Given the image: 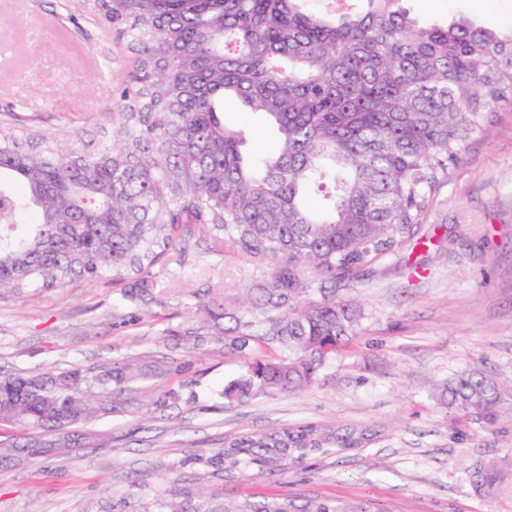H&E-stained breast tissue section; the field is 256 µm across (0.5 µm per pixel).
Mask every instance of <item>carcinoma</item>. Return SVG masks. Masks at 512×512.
I'll use <instances>...</instances> for the list:
<instances>
[{"mask_svg": "<svg viewBox=\"0 0 512 512\" xmlns=\"http://www.w3.org/2000/svg\"><path fill=\"white\" fill-rule=\"evenodd\" d=\"M306 0H88L103 26L137 42L142 56L110 112L113 136L95 149L0 127V295L62 287L74 277L129 281L150 294L152 271L185 224L228 238L246 255L275 260L237 305L217 290L197 324L164 333L150 360L0 375V421L52 437L111 414L146 374L179 375L209 339L245 371L224 399L245 401L313 384L363 317L349 301H306L299 271L351 274L413 240L432 190L459 162L487 113L512 100V31L467 18L423 26L403 0H356L338 17ZM232 96L280 135L274 154L242 151L218 117ZM28 212L32 220L21 224ZM277 342L288 356L264 353ZM450 407L492 422L499 386L479 371L439 387ZM354 433L282 427L224 439L205 458L212 475L284 470L308 448H351ZM507 471L479 467L477 492L497 494ZM142 512H369L361 504L291 499L232 505L173 480L132 483Z\"/></svg>", "mask_w": 512, "mask_h": 512, "instance_id": "carcinoma-1", "label": "carcinoma"}]
</instances>
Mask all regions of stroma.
Wrapping results in <instances>:
<instances>
[{
    "mask_svg": "<svg viewBox=\"0 0 512 512\" xmlns=\"http://www.w3.org/2000/svg\"><path fill=\"white\" fill-rule=\"evenodd\" d=\"M420 24L459 17L512 28V0H406ZM138 57L126 35L100 24L82 0H0V125L68 140L108 139ZM224 124L245 150H271L276 127L224 101ZM430 247L406 244L354 275L303 274L306 300L359 302L356 333L315 383L245 402L222 392L243 362L211 342L182 375L134 384L124 410L82 426V442L21 450L0 468V512H100L134 481L171 473L209 487L202 454L226 437L282 425L352 428L351 448H321L287 470L224 487L239 503L288 496L363 503L371 512H512V489L477 494L471 470L512 462V106L491 113L419 220ZM270 261L187 227L153 271L148 308L106 276L53 292L0 299V372L61 371L162 350L164 331L188 323L199 298H232L262 281ZM477 370L501 390L504 418L487 424L442 406L437 386Z\"/></svg>",
    "mask_w": 512,
    "mask_h": 512,
    "instance_id": "35a3bbf8",
    "label": "stroma"
}]
</instances>
